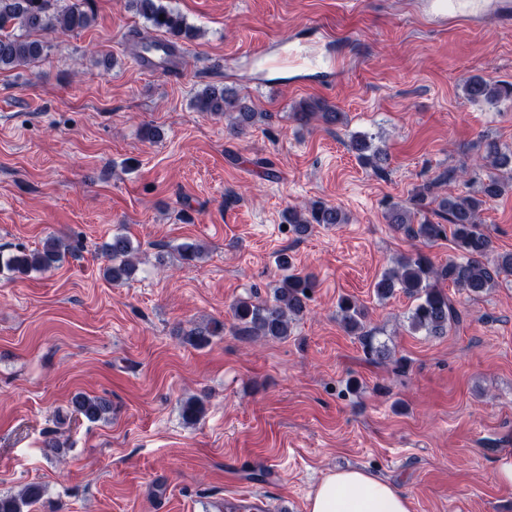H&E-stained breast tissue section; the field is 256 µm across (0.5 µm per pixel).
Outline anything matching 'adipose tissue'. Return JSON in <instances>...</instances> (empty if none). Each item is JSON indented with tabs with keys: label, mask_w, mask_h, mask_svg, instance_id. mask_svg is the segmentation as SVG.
<instances>
[{
	"label": "adipose tissue",
	"mask_w": 512,
	"mask_h": 512,
	"mask_svg": "<svg viewBox=\"0 0 512 512\" xmlns=\"http://www.w3.org/2000/svg\"><path fill=\"white\" fill-rule=\"evenodd\" d=\"M307 512H410L394 484L362 470L327 474L308 498Z\"/></svg>",
	"instance_id": "ef3b65f1"
}]
</instances>
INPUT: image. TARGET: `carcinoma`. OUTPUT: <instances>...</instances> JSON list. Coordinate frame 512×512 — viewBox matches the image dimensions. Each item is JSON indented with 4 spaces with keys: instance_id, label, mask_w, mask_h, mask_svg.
Segmentation results:
<instances>
[{
    "instance_id": "1",
    "label": "carcinoma",
    "mask_w": 512,
    "mask_h": 512,
    "mask_svg": "<svg viewBox=\"0 0 512 512\" xmlns=\"http://www.w3.org/2000/svg\"><path fill=\"white\" fill-rule=\"evenodd\" d=\"M59 0H0V69L22 66L44 52V45L31 35L49 29L63 33L81 31L94 21L92 9L84 8L89 0L57 7ZM137 13L156 31L172 38L187 35L191 27L177 11L160 3V0H132ZM464 97L470 102L495 104L512 101V83L493 81L480 75L466 78L462 84ZM195 107L200 112H209L231 118V126L245 129L271 117L269 112H256L232 90L215 84H207L194 96ZM292 117L301 125L314 120L328 125L346 123L344 113L325 103L302 100L294 108ZM484 160L494 169L480 182L479 190L473 194L450 196L438 202L436 214L439 222L425 219L415 222L418 214L435 203L433 188L435 182H426L414 187L409 206H395L387 215L388 223L405 236L432 244L446 236L451 229L459 258H450L448 263L436 266L421 252L403 255L396 266L386 270L375 283L378 298L386 299L395 291L415 297L419 303L407 316L408 328L428 336H445L452 325L459 320V314L448 295L439 287L448 281L473 297L497 288L512 276V253L500 254L494 251L490 235L480 222V212L512 188V148L495 140H485ZM349 147L358 154L365 164L378 171L384 170L388 156L381 150L368 155L366 138L355 135ZM284 221L298 236L306 235L313 225L345 224L346 213L333 205L316 200L298 208L290 207L284 213ZM66 246L55 237L46 238L41 248L9 254L0 261V269L28 274L45 271L61 262ZM105 256L111 265L105 268L107 277L119 280L133 269L134 249L130 239L115 233L103 246ZM180 259L190 264L202 257L204 247L198 243H185L178 247ZM276 264L282 277L274 288L273 297L260 303L239 300L232 305V317L240 334L250 337L281 339L290 335L293 320L303 316L307 309L308 292L315 287L311 275L301 276L292 271V257L282 251L277 255ZM338 317L343 327L362 340L369 360L384 364L390 360L391 348L382 342H374L373 336L364 331L365 314L350 298L343 297L338 303ZM223 332V325L211 323L188 334L187 341L195 347H203ZM72 413L89 422H97L111 411L108 400L76 393L71 398ZM203 413V406L197 399L190 398L182 405L183 419L196 422ZM43 495L38 484H27L14 495L0 496V512H29Z\"/></svg>"
}]
</instances>
